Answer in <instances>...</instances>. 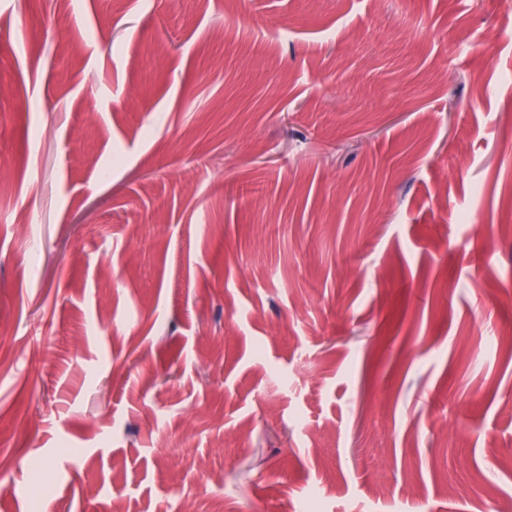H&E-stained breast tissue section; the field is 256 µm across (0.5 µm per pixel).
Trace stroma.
Wrapping results in <instances>:
<instances>
[{
  "label": "stroma",
  "mask_w": 512,
  "mask_h": 512,
  "mask_svg": "<svg viewBox=\"0 0 512 512\" xmlns=\"http://www.w3.org/2000/svg\"><path fill=\"white\" fill-rule=\"evenodd\" d=\"M0 79V512L512 502L511 7L0 0Z\"/></svg>",
  "instance_id": "35a3bbf8"
}]
</instances>
